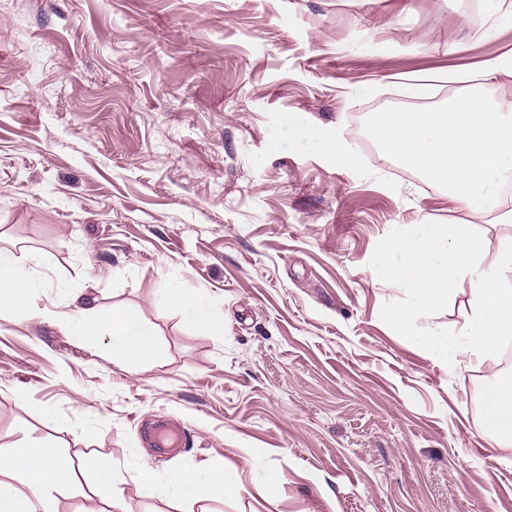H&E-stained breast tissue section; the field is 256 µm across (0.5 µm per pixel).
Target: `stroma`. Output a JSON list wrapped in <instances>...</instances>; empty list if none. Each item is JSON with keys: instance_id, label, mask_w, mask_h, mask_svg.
Here are the masks:
<instances>
[{"instance_id": "obj_1", "label": "stroma", "mask_w": 512, "mask_h": 512, "mask_svg": "<svg viewBox=\"0 0 512 512\" xmlns=\"http://www.w3.org/2000/svg\"><path fill=\"white\" fill-rule=\"evenodd\" d=\"M469 0H0V249L27 257L34 317L0 313V448L49 441L119 466L126 512H512V447L479 432L505 364H458L469 295L396 331L378 259L414 224L479 213L352 131L372 105L434 103L424 72L512 51ZM337 137V165L293 129ZM224 320L201 334L153 296L169 279ZM138 308L158 357L132 374L107 337L57 319ZM53 411L56 424H46ZM166 420L184 448L143 441ZM222 463L236 496L162 502L138 479ZM283 472L276 503L259 493Z\"/></svg>"}]
</instances>
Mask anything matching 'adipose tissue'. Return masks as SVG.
<instances>
[{
    "mask_svg": "<svg viewBox=\"0 0 512 512\" xmlns=\"http://www.w3.org/2000/svg\"><path fill=\"white\" fill-rule=\"evenodd\" d=\"M501 75L512 76L511 53L486 59L478 71L450 74L449 83L459 90L442 105L380 113L370 134L402 166L445 188L458 209L482 211L490 185L512 183V92L489 93ZM378 268L411 295L409 306L392 314L399 333H409L415 318L429 315L465 288L470 315L457 349L461 363L496 360L512 342V234L501 237L490 253L473 224H424L394 240ZM27 299L22 258L0 250V311L30 319ZM155 302L185 310L206 335L224 333L208 296L186 291L177 281L158 289ZM61 322L84 343L110 337L113 362L130 371L159 354L154 328L134 308L106 314L80 308ZM479 429L498 446L512 445L511 378L485 389ZM78 470L90 473L96 496L121 512L115 494L119 473L111 460L92 454L72 459L47 443L28 440L0 448V512H52L56 493ZM139 475L149 494L162 501L222 500L239 490L219 465L164 474L143 466Z\"/></svg>",
    "mask_w": 512,
    "mask_h": 512,
    "instance_id": "1",
    "label": "adipose tissue"
}]
</instances>
